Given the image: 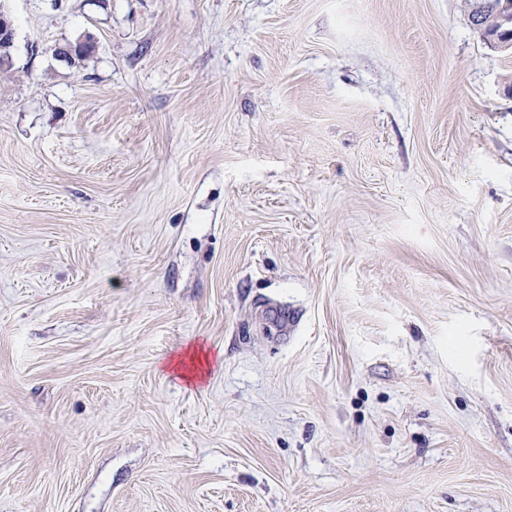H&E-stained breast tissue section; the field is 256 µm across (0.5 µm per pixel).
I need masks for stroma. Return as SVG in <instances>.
Instances as JSON below:
<instances>
[{
	"mask_svg": "<svg viewBox=\"0 0 512 512\" xmlns=\"http://www.w3.org/2000/svg\"><path fill=\"white\" fill-rule=\"evenodd\" d=\"M0 8V512H512V53L465 0Z\"/></svg>",
	"mask_w": 512,
	"mask_h": 512,
	"instance_id": "1",
	"label": "stroma"
}]
</instances>
